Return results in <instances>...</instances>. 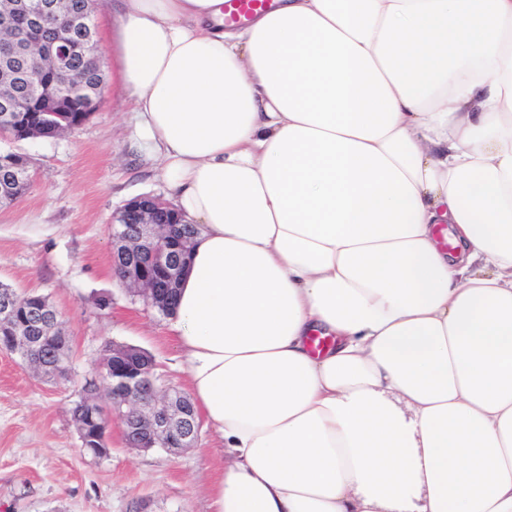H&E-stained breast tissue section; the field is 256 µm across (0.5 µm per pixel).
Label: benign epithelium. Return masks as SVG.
I'll list each match as a JSON object with an SVG mask.
<instances>
[{
	"label": "benign epithelium",
	"instance_id": "7a95c632",
	"mask_svg": "<svg viewBox=\"0 0 512 512\" xmlns=\"http://www.w3.org/2000/svg\"><path fill=\"white\" fill-rule=\"evenodd\" d=\"M54 7L51 0H10L7 9H0V36L7 31L13 33L4 54L0 86L16 80L11 68L16 58L31 80L45 64L58 71L70 70V48L75 40L71 23L59 25L55 39L47 43L33 41L24 25L26 20L53 15ZM96 12L91 4L80 16V41L84 55L92 57L101 68ZM35 102L34 97H21L14 90L2 93L0 114L31 112ZM28 177L27 166L3 161L0 199L11 198ZM183 223L185 220L166 202L150 196L132 199L112 215V271L134 296L152 308L162 307L167 292L187 270L185 242L173 232V225ZM36 311V321L21 322L16 318L13 297H0V331L11 339L14 352L26 359L35 349V324L46 318L44 309L38 307ZM133 351L132 345H112V375L96 373L101 390H110L112 395L88 398L87 405L109 421L119 420L123 435L137 450L165 448L175 452L193 447L199 433L195 412L179 390L158 384L154 359L135 361Z\"/></svg>",
	"mask_w": 512,
	"mask_h": 512
}]
</instances>
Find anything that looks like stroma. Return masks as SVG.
I'll use <instances>...</instances> for the list:
<instances>
[{"mask_svg":"<svg viewBox=\"0 0 512 512\" xmlns=\"http://www.w3.org/2000/svg\"><path fill=\"white\" fill-rule=\"evenodd\" d=\"M121 0L96 15L108 67L100 109L61 136L0 148L30 157L33 185L0 207V283L47 295L70 340L69 381H46L0 350V512H211L224 467L215 433L201 425L194 447L140 451L120 421L110 452H83L70 407L98 366L105 343L149 352L165 386L186 389L169 319L112 274V214L130 199L169 200L171 190L130 140L131 104L110 69L108 28Z\"/></svg>","mask_w":512,"mask_h":512,"instance_id":"35a3bbf8","label":"stroma"}]
</instances>
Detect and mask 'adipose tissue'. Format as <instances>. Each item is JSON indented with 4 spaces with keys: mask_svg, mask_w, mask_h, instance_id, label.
I'll return each mask as SVG.
<instances>
[{
    "mask_svg": "<svg viewBox=\"0 0 512 512\" xmlns=\"http://www.w3.org/2000/svg\"><path fill=\"white\" fill-rule=\"evenodd\" d=\"M114 34L198 229L169 329L212 512H512V0H124ZM272 0H224L225 30L237 29L247 23L257 14L266 12L271 8ZM240 25V26H238Z\"/></svg>",
    "mask_w": 512,
    "mask_h": 512,
    "instance_id": "obj_1",
    "label": "adipose tissue"
}]
</instances>
